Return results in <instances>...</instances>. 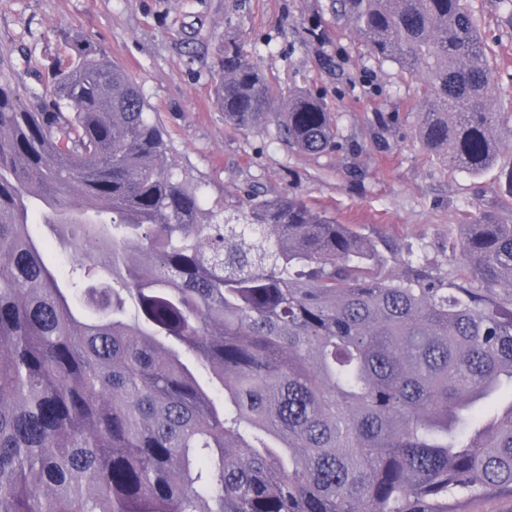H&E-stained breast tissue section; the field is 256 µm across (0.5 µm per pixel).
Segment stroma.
<instances>
[{"label":"stroma","instance_id":"1","mask_svg":"<svg viewBox=\"0 0 512 512\" xmlns=\"http://www.w3.org/2000/svg\"><path fill=\"white\" fill-rule=\"evenodd\" d=\"M499 71L494 104L512 127V16L495 0H467ZM329 0H0V48L26 58L21 87L67 62L66 34L110 52L164 132L167 162L209 210L246 207L257 191L293 193L363 237L420 255L455 279L452 244L477 212L512 218L500 168L478 177L448 168L420 141L423 76L375 59ZM320 24L322 37L308 36ZM234 40L267 74L276 102L309 90L341 135L339 150L300 152L273 130L225 121L213 103L218 48Z\"/></svg>","mask_w":512,"mask_h":512}]
</instances>
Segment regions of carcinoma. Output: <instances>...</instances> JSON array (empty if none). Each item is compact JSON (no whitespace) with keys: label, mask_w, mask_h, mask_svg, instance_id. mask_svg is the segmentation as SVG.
I'll return each instance as SVG.
<instances>
[{"label":"carcinoma","mask_w":512,"mask_h":512,"mask_svg":"<svg viewBox=\"0 0 512 512\" xmlns=\"http://www.w3.org/2000/svg\"><path fill=\"white\" fill-rule=\"evenodd\" d=\"M377 60L425 73L423 146L498 161L495 72L465 0H330ZM18 90L0 52V512H458L512 497V223L408 262L293 194L202 220L112 56ZM214 104L309 154L340 147L308 92L274 104L223 45ZM50 228L81 271L44 260Z\"/></svg>","instance_id":"cac0c4a2"}]
</instances>
